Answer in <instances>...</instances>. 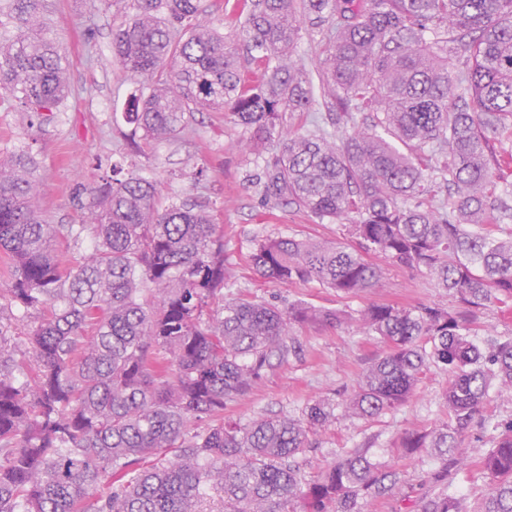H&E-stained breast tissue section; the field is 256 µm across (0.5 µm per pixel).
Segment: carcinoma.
Wrapping results in <instances>:
<instances>
[{"label": "carcinoma", "instance_id": "carcinoma-1", "mask_svg": "<svg viewBox=\"0 0 512 512\" xmlns=\"http://www.w3.org/2000/svg\"><path fill=\"white\" fill-rule=\"evenodd\" d=\"M130 4L112 53L139 84L134 131L149 143L180 132L188 113L223 112L244 129L246 155L272 152L266 200L357 240L262 239L248 256L260 278L357 297L381 284L373 251L457 298L360 310L388 351L346 404L374 419L441 367L447 420L405 432L399 448H431L448 471L493 384L512 388V340L469 338L479 311L512 308V231L500 224L512 150L492 147L512 140V0H241L230 24L244 55L200 0ZM46 12V0H0V27L18 30L0 47V89L37 113L71 94ZM305 19L326 26L314 72L295 59ZM317 88L335 133L303 122ZM34 167L0 155V256L13 269L0 288V512H361L360 500L399 489L359 450L305 478L311 436L336 419L330 399L300 418L224 421L287 360L295 325L335 327L340 315L224 295V225L144 178L112 180L86 224H46ZM86 239L87 253L62 259L61 245ZM28 317L22 338L3 323ZM499 428L479 505L442 488L418 512H512V420Z\"/></svg>", "mask_w": 512, "mask_h": 512}]
</instances>
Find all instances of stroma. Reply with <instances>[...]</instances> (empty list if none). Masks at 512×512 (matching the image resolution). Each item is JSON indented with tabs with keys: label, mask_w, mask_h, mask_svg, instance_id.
I'll list each match as a JSON object with an SVG mask.
<instances>
[{
	"label": "stroma",
	"mask_w": 512,
	"mask_h": 512,
	"mask_svg": "<svg viewBox=\"0 0 512 512\" xmlns=\"http://www.w3.org/2000/svg\"><path fill=\"white\" fill-rule=\"evenodd\" d=\"M54 2L53 35L69 59L71 96L50 116L31 112L16 101L0 102V153H22L36 161L45 220L85 223L99 190L113 175L140 176L157 183L163 195L175 201L206 202L216 223L224 227V268L235 295L259 296L282 309L302 301L345 317L336 328L311 323L295 326L298 351L229 405L225 419L246 422L266 414L298 418L312 400L342 402L366 366L386 351L379 338L357 321L365 304L455 306V297L436 288L429 276L378 254L371 260L382 268L385 285L359 298L315 282L281 287L260 279L247 263L256 240L283 236L347 243L351 240L347 226L320 224L290 207L266 206L255 185L256 161L234 146L242 130L227 122L223 113H194L182 132L134 152L124 113L137 84L112 55V30L123 0H112L108 7L99 0ZM447 384V373L433 367L425 373L416 397L396 411L363 420L337 410L335 422L313 438L305 476L358 449L420 484L438 469L435 457L426 449L401 457L393 444L405 430L428 429L446 420L443 392ZM495 437L492 429L472 427L465 442L464 465L448 474L467 507H476L490 488L478 462Z\"/></svg>",
	"instance_id": "stroma-1"
}]
</instances>
